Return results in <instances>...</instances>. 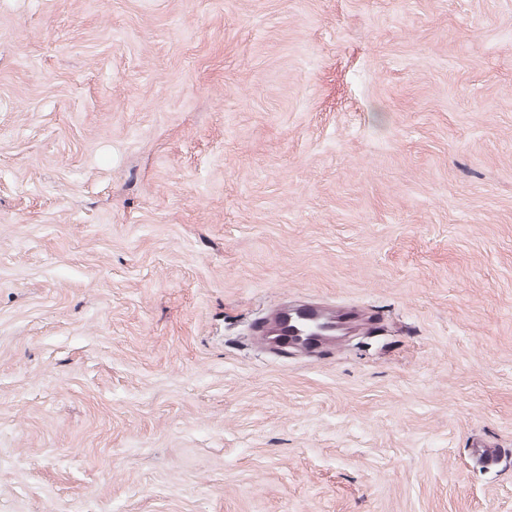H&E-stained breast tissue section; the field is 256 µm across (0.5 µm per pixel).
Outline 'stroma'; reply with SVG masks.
I'll return each instance as SVG.
<instances>
[{
    "mask_svg": "<svg viewBox=\"0 0 512 512\" xmlns=\"http://www.w3.org/2000/svg\"><path fill=\"white\" fill-rule=\"evenodd\" d=\"M0 512H512V0H0ZM288 307L283 304L271 312L261 329L262 344L284 343L307 350L339 344L350 329L368 330L374 326L372 313L359 314L354 309L334 305Z\"/></svg>",
    "mask_w": 512,
    "mask_h": 512,
    "instance_id": "35a3bbf8",
    "label": "stroma"
}]
</instances>
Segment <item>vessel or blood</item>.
<instances>
[{"mask_svg": "<svg viewBox=\"0 0 512 512\" xmlns=\"http://www.w3.org/2000/svg\"><path fill=\"white\" fill-rule=\"evenodd\" d=\"M373 314L334 305L315 307L281 305L271 312L261 329L263 344L284 343L307 350L339 344L348 330L374 326Z\"/></svg>", "mask_w": 512, "mask_h": 512, "instance_id": "1", "label": "vessel or blood"}]
</instances>
